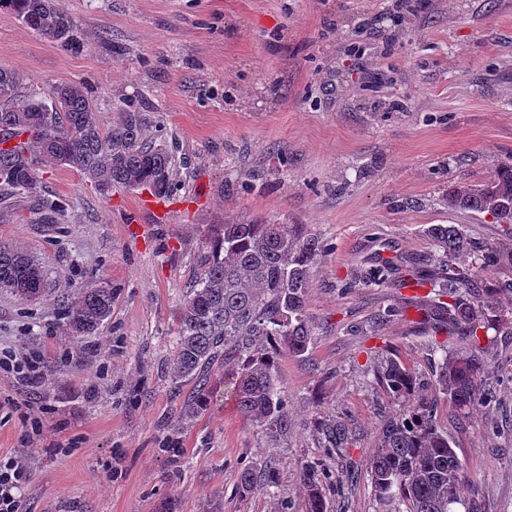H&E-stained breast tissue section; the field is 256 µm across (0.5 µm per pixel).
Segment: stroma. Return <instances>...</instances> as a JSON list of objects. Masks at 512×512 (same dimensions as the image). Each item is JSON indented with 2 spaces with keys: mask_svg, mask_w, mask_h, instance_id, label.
Returning a JSON list of instances; mask_svg holds the SVG:
<instances>
[{
  "mask_svg": "<svg viewBox=\"0 0 512 512\" xmlns=\"http://www.w3.org/2000/svg\"><path fill=\"white\" fill-rule=\"evenodd\" d=\"M80 50L37 36L0 10V65L52 99L83 83L104 125L117 106L143 112L177 165L168 223L130 216L136 191L104 198L91 181L46 166L44 223L30 198L0 200V246L48 272L45 296L0 292V348L40 357L34 384L0 372V457L24 455L19 512H303L299 470L318 464L329 512H394L371 486L385 419L403 400L374 372L397 355L431 377L442 358L407 299L363 275L406 255L436 260L426 232L457 224L480 244L512 242L490 217L449 209V186L477 183L512 159V0H408L398 23L362 32V14L395 0H58ZM304 224L325 251L311 273L307 360L278 358L290 427L272 443L224 397L175 420L194 383L171 389L175 315L201 273L200 231L225 220ZM110 286L96 336H65L63 294ZM493 396L465 419L439 400L436 421L469 465L481 512H512V335L484 344ZM41 434H33L30 418ZM356 436L345 462L321 448L317 420ZM252 471L250 491L240 476Z\"/></svg>",
  "mask_w": 512,
  "mask_h": 512,
  "instance_id": "1",
  "label": "stroma"
}]
</instances>
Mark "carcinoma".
I'll use <instances>...</instances> for the list:
<instances>
[{"label": "carcinoma", "mask_w": 512, "mask_h": 512, "mask_svg": "<svg viewBox=\"0 0 512 512\" xmlns=\"http://www.w3.org/2000/svg\"><path fill=\"white\" fill-rule=\"evenodd\" d=\"M18 20L34 18L40 37L70 50L81 43L77 26L57 0H0ZM24 77L0 66V196L38 198L43 166L69 167L107 195L114 188L148 190L167 198L174 190L176 159L166 141L145 135L146 117L128 106L113 125L103 127L98 109L81 83L55 88L47 105L34 94L19 100ZM448 208L486 214L512 236V164L498 166L487 180L456 184L445 197ZM428 236L441 252L438 271L424 270L413 258L370 270L369 280L406 288L428 281L434 288L419 302L421 324L434 334L461 336L467 348L445 354L435 366L438 393L461 417L486 401L488 370L480 333L512 334V309L500 303L512 281L480 285V267H512V248L479 247L462 227L434 225ZM205 268L190 285L176 315V354L171 368L178 390L198 382L181 406L178 421L192 419L207 406L204 381L219 359L234 368L224 373V397L272 441L288 433V410L278 387L279 350L303 358L314 331L305 314L311 270L321 242L302 224H209L202 231ZM45 267L30 254L0 247V290L24 298L46 291ZM112 288H85L68 303L67 330L76 339L94 335L112 313ZM377 380L390 394L411 401L385 422L370 461V480L379 500L398 503L396 512H474L462 496L468 465L435 419L437 398L429 385L398 359L389 357ZM322 448L340 452L353 445L344 424L334 418L315 426ZM326 474L300 468L304 512H327Z\"/></svg>", "instance_id": "1"}]
</instances>
